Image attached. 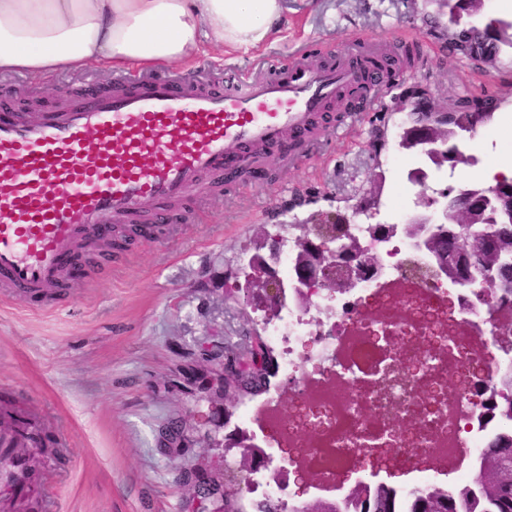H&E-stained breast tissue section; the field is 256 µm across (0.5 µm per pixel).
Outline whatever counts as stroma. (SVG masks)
I'll list each match as a JSON object with an SVG mask.
<instances>
[{
	"label": "stroma",
	"instance_id": "35a3bbf8",
	"mask_svg": "<svg viewBox=\"0 0 512 512\" xmlns=\"http://www.w3.org/2000/svg\"><path fill=\"white\" fill-rule=\"evenodd\" d=\"M282 8L287 26L258 48L219 52L202 43L181 74L221 83L271 62L285 71L301 44L324 62L350 35L396 49L414 28L423 39L420 54L395 92L418 85L440 103L468 94L496 100L498 109L477 135L496 142V160L512 162V50L503 49L490 68L455 57L442 36L448 11L437 0H282ZM111 83L93 68L43 78L0 74V85L13 91L35 88L45 109L61 104L62 88ZM406 119L385 99L380 111L332 140L330 165L314 157L292 168L276 156L266 160L262 178L204 190L164 243L130 245L117 266L76 282L59 311L0 302V424L29 420L43 437L34 453L35 482L24 494L27 512H194L180 481L183 467L225 468L239 455L208 447L201 437L175 457L157 448L158 426L194 407L169 380L204 337L244 344L264 318L243 301L208 296L199 282L222 280L228 267L239 265L258 227L296 236L327 215H351L376 175L384 177L381 200L391 198L414 156L399 145ZM376 125L388 136L377 157L367 148Z\"/></svg>",
	"mask_w": 512,
	"mask_h": 512
}]
</instances>
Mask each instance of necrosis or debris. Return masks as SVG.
Returning a JSON list of instances; mask_svg holds the SVG:
<instances>
[{"label": "necrosis or debris", "instance_id": "obj_1", "mask_svg": "<svg viewBox=\"0 0 512 512\" xmlns=\"http://www.w3.org/2000/svg\"><path fill=\"white\" fill-rule=\"evenodd\" d=\"M383 273L334 301L315 298L300 312L284 296L277 316L264 325L277 369L294 386V403L318 416L268 415L254 426V410L241 406L236 429L258 432L267 448L288 444L295 461L341 481L365 457L376 469H399L403 491L435 483L422 456L447 463V447L479 457L503 425L512 350L500 349L496 298L474 288L430 287L423 263L408 240L394 234L381 249ZM323 382L309 391L311 374ZM428 389L420 397V389ZM278 459L256 468L246 485L278 512H296L288 479L276 476Z\"/></svg>", "mask_w": 512, "mask_h": 512}]
</instances>
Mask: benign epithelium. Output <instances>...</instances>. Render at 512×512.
<instances>
[{"instance_id":"benign-epithelium-1","label":"benign epithelium","mask_w":512,"mask_h":512,"mask_svg":"<svg viewBox=\"0 0 512 512\" xmlns=\"http://www.w3.org/2000/svg\"><path fill=\"white\" fill-rule=\"evenodd\" d=\"M465 36L482 53L484 61L492 63L496 55L486 34L464 31ZM399 111L409 110L411 127L404 129L401 144L412 141L419 154L428 157L437 168L447 162L453 164L467 159L463 144L448 141V107L437 108L421 90L413 91L411 98L396 102ZM430 173L420 168L410 173L409 179L418 189L416 214L407 221L405 234L413 246L427 257L434 272V279L441 283L457 285L480 282L486 288H512L499 276L502 266L512 267V251L498 247L503 225L512 224V198L503 194L496 186H486L477 195L468 188H459L438 203L426 193ZM471 229L472 237L467 244L448 253L436 248V238L448 235V227ZM389 235L378 224H369L363 237L349 233L336 236L303 234L296 238L298 249L294 253L296 277L291 282L295 301L302 308L308 307L313 295L323 291L331 294L339 288L349 290L372 274L380 273L377 259L378 247ZM276 239L266 230H261L246 266H239L230 272L225 284H214L206 291L224 297V288L233 292L244 291L245 303L254 310L265 312L271 317L277 314L278 303L275 285L279 283L275 261ZM224 348L221 342H204L195 351L193 366L200 369L205 380L204 388L197 389L184 375L177 373L171 379V388L186 394L198 403H206L208 412L193 414L199 426L214 425V431L207 435L212 448L224 447V370L236 367L233 360L213 356L216 348ZM188 418L179 414L168 418L156 432L159 448L168 455H177L184 448L193 445V428ZM239 484H245L247 475L261 459L267 458L264 449L257 447L255 439L247 437L242 441ZM191 477L185 480L198 512H225L224 483L213 480L199 481V471L187 468Z\"/></svg>"}]
</instances>
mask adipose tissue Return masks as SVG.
I'll return each mask as SVG.
<instances>
[{
    "label": "adipose tissue",
    "instance_id": "adipose-tissue-1",
    "mask_svg": "<svg viewBox=\"0 0 512 512\" xmlns=\"http://www.w3.org/2000/svg\"><path fill=\"white\" fill-rule=\"evenodd\" d=\"M281 11L280 0H0V73L161 67L193 60L205 40L246 51Z\"/></svg>",
    "mask_w": 512,
    "mask_h": 512
}]
</instances>
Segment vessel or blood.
Segmentation results:
<instances>
[{
  "instance_id": "1",
  "label": "vessel or blood",
  "mask_w": 512,
  "mask_h": 512,
  "mask_svg": "<svg viewBox=\"0 0 512 512\" xmlns=\"http://www.w3.org/2000/svg\"><path fill=\"white\" fill-rule=\"evenodd\" d=\"M309 51L301 46L288 71L221 88L125 73L114 91H89L73 108L1 112L0 300L56 311L91 242L123 230L160 240L173 206L187 203L203 179L233 184L274 146L285 147L290 165L304 164L359 122L356 114L328 115L352 90L368 109L380 106L393 79L383 44L353 35L325 63L309 62ZM26 444L0 429V486L29 483L18 453Z\"/></svg>"
}]
</instances>
